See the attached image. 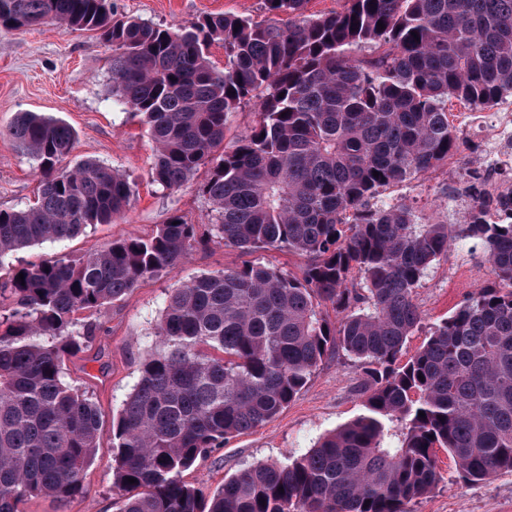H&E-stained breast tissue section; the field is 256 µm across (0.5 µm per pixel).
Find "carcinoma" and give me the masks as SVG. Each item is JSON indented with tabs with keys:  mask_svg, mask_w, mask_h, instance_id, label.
<instances>
[{
	"mask_svg": "<svg viewBox=\"0 0 512 512\" xmlns=\"http://www.w3.org/2000/svg\"><path fill=\"white\" fill-rule=\"evenodd\" d=\"M309 2L264 0L266 20L205 14L173 29L118 18L107 0H0V29L55 21L112 46V95L155 143L150 180L174 191L206 167L199 192L217 213L213 224L173 215L0 283V512L86 493L102 412L63 370L97 324L79 326L75 313L122 298L202 242L307 262L296 276L244 261L170 292L158 345L112 420L113 486L129 493L120 512H406L440 481V449L465 483L512 473V196L471 178L457 226L382 198L461 154L448 102L493 106L512 93V0H345L319 15ZM250 103L255 124L216 152ZM6 134L38 161L40 189L0 210V258L125 217L135 183L92 159L64 164L68 124L20 112ZM492 210L511 220L489 223ZM463 240L494 280L401 360L421 324L416 288ZM340 351L364 374L361 414L291 462L244 467L208 500L182 481L281 413Z\"/></svg>",
	"mask_w": 512,
	"mask_h": 512,
	"instance_id": "1",
	"label": "carcinoma"
}]
</instances>
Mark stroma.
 Wrapping results in <instances>:
<instances>
[{"label": "stroma", "instance_id": "obj_1", "mask_svg": "<svg viewBox=\"0 0 512 512\" xmlns=\"http://www.w3.org/2000/svg\"><path fill=\"white\" fill-rule=\"evenodd\" d=\"M116 16L162 26L189 24L209 13H231L261 19L262 0H108ZM45 113L75 131L71 162L92 158L130 176L137 195L125 218L95 224L77 238L45 241L0 261V282L13 269L66 256L77 259L112 240L151 232L155 225L180 214L192 224L214 222L209 201L199 192L208 177L200 168L180 189L167 191L152 184L148 171L153 145L139 115L112 104V51L90 31H74L56 22L0 31V131L17 113ZM466 164L449 160L434 171L394 185L385 198L407 200L424 217L455 224L459 214L445 208V193L457 187ZM38 189L37 163L0 134V208L25 207ZM299 273L304 256L285 250L242 254L215 244L198 247L190 259L160 277L142 283L101 311H81L79 322L98 329L85 352L69 358L67 380L89 387L103 411L102 447L87 471L88 492L61 504L48 497L26 501L23 512H118L122 496L112 486V416L135 387L140 364L155 342V328L171 289L204 273L241 265L245 259ZM492 279L488 263L457 250L449 251L415 292L422 322L404 350L412 355L433 327L449 317L476 288ZM363 374L358 363L337 353L328 356L286 409L262 427L237 435L223 448L197 460L183 472L185 483L212 493L225 477L255 461L285 462L309 450L325 433L363 411ZM441 480L428 495L408 504V512H512V473L477 484L457 477L453 460L439 451Z\"/></svg>", "mask_w": 512, "mask_h": 512}]
</instances>
